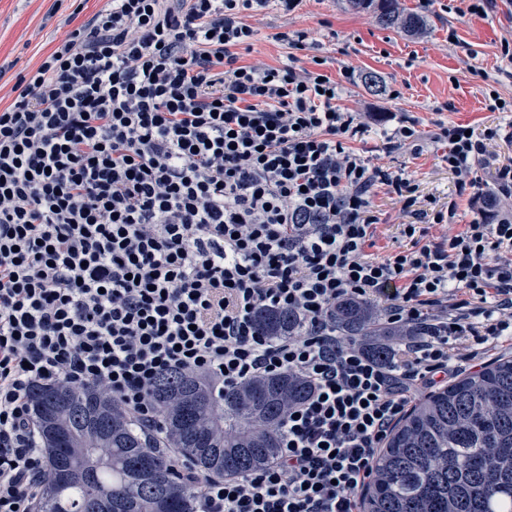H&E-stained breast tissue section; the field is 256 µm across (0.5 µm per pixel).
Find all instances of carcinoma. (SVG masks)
Returning <instances> with one entry per match:
<instances>
[{
	"instance_id": "cac0c4a2",
	"label": "carcinoma",
	"mask_w": 512,
	"mask_h": 512,
	"mask_svg": "<svg viewBox=\"0 0 512 512\" xmlns=\"http://www.w3.org/2000/svg\"><path fill=\"white\" fill-rule=\"evenodd\" d=\"M371 9L379 25L409 33L423 20L398 0H348ZM257 326L280 338L303 320L287 310L261 308ZM339 335L389 356L387 336L401 332L370 305L336 304ZM310 387L284 372L218 391L203 375L162 378L152 392L161 435L139 430L133 418L99 389L41 385L31 403L46 459L45 491L37 512H196L195 494L169 466L167 449L202 476L238 477L278 458L279 427ZM67 470L58 483L51 475ZM512 499V358H499L416 403L397 424L361 493V512H492L493 498Z\"/></svg>"
}]
</instances>
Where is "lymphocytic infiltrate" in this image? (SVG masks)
<instances>
[{
	"mask_svg": "<svg viewBox=\"0 0 512 512\" xmlns=\"http://www.w3.org/2000/svg\"><path fill=\"white\" fill-rule=\"evenodd\" d=\"M269 0H107L19 73L0 106V512H34L44 457L37 384L106 390L158 430L152 390L196 372L231 390L291 371L312 385L280 426V456L241 477L179 472L198 512H360L359 493L410 404L512 349V159L500 127L440 126L471 202L502 208L431 238L405 170L353 148L371 115L343 82L288 61L242 63ZM494 172L484 188L478 168ZM401 240L372 254L377 191ZM355 299L401 333L387 360L338 335ZM301 316L274 339L258 307Z\"/></svg>",
	"mask_w": 512,
	"mask_h": 512,
	"instance_id": "1",
	"label": "lymphocytic infiltrate"
}]
</instances>
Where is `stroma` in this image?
Returning <instances> with one entry per match:
<instances>
[{"instance_id":"obj_1","label":"stroma","mask_w":512,"mask_h":512,"mask_svg":"<svg viewBox=\"0 0 512 512\" xmlns=\"http://www.w3.org/2000/svg\"><path fill=\"white\" fill-rule=\"evenodd\" d=\"M405 12L425 16L426 30L411 37L394 28L381 27L373 12L349 10L345 0H302L285 14L276 5L254 18L259 30L244 63L278 66L286 62L288 48L275 41L277 32L308 31L314 48L302 51L303 64L312 57L323 60L322 72L341 79L344 68L355 71L346 85L343 102L363 112L384 113L358 147L373 162L406 169L418 186V208L447 210L456 202V230H463L474 214L466 198L456 196L454 177L441 160L444 148L434 142L439 125L466 124L478 129L512 126V112L488 109V94L497 91L512 100V61L502 54L512 43V15L506 5L487 15L461 14V0H399ZM104 0H0V104H8L16 75L33 66L60 35L65 21L80 24ZM376 74L382 90L367 87L364 78ZM407 116L423 133L419 150L385 153L382 149L387 116ZM375 210L380 218L373 252L387 254L400 237L406 216L396 196L377 193Z\"/></svg>"}]
</instances>
